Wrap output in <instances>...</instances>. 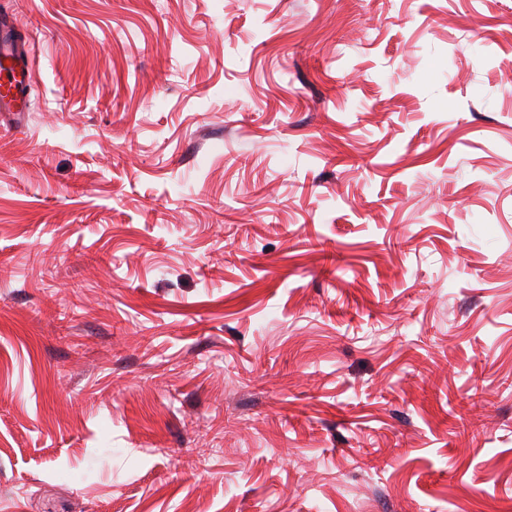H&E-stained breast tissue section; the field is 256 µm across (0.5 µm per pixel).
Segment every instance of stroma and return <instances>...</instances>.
<instances>
[{"instance_id":"stroma-1","label":"stroma","mask_w":512,"mask_h":512,"mask_svg":"<svg viewBox=\"0 0 512 512\" xmlns=\"http://www.w3.org/2000/svg\"><path fill=\"white\" fill-rule=\"evenodd\" d=\"M0 512H512V0H9ZM32 54V51L28 52L26 60L18 55L9 60L7 66H0L1 112H25Z\"/></svg>"}]
</instances>
